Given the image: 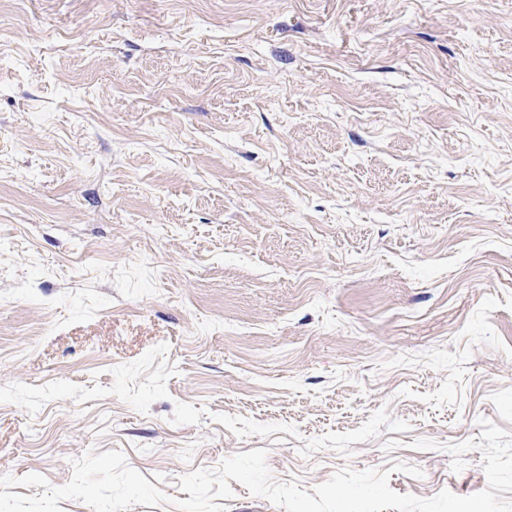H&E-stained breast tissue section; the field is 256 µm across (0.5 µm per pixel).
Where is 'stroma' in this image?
I'll return each mask as SVG.
<instances>
[{
    "mask_svg": "<svg viewBox=\"0 0 512 512\" xmlns=\"http://www.w3.org/2000/svg\"><path fill=\"white\" fill-rule=\"evenodd\" d=\"M482 418L512 434V0H0L6 475L120 449L167 497L130 512H179L263 448L466 496Z\"/></svg>",
    "mask_w": 512,
    "mask_h": 512,
    "instance_id": "obj_1",
    "label": "stroma"
}]
</instances>
